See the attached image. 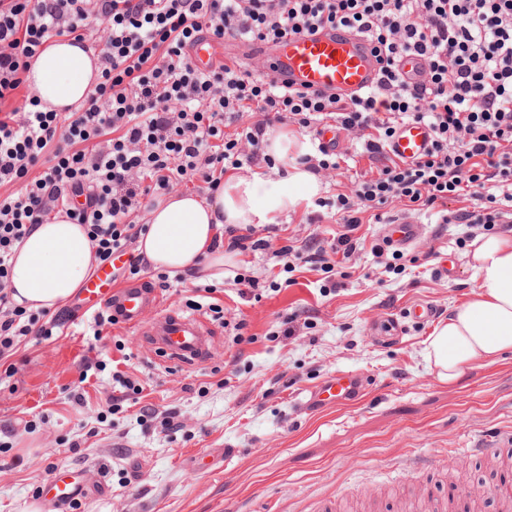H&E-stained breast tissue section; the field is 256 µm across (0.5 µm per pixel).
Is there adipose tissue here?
Here are the masks:
<instances>
[{"instance_id":"obj_1","label":"adipose tissue","mask_w":512,"mask_h":512,"mask_svg":"<svg viewBox=\"0 0 512 512\" xmlns=\"http://www.w3.org/2000/svg\"><path fill=\"white\" fill-rule=\"evenodd\" d=\"M94 53L59 38L33 62L26 85L41 110L62 109L86 99L97 83ZM273 167L245 166L227 174L214 195L174 192L147 211L148 230L137 252L155 270L200 267L223 272L224 252L214 248L228 224H277L312 204L321 182L298 158L310 151L306 137L285 131L267 134ZM470 263L477 285L452 308L427 340L425 359L441 380L455 382L475 364L491 365L512 351V234L482 235ZM97 260L83 225L65 212L36 225L18 248L10 272L11 298L28 310L64 304Z\"/></svg>"}]
</instances>
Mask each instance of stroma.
<instances>
[{
  "label": "stroma",
  "mask_w": 512,
  "mask_h": 512,
  "mask_svg": "<svg viewBox=\"0 0 512 512\" xmlns=\"http://www.w3.org/2000/svg\"><path fill=\"white\" fill-rule=\"evenodd\" d=\"M337 150L350 160L325 182L321 222L301 210L275 232L257 228L270 249L225 255L224 317L211 324L207 361L169 359L120 324L98 337L69 324L20 346L14 387L0 389V512H51L39 496L59 466L82 471L94 489L70 512H503L512 474L470 450L512 434V353L442 382L423 357L432 326L408 317L418 303L445 317L470 298L472 230L418 212L424 231L397 257L370 212L348 229L333 202L371 162L347 137ZM347 233L359 245L334 254L332 292L323 272L298 260L286 273L275 255L308 242L327 249ZM239 277L259 281L260 298L240 296ZM388 316L398 333L378 331ZM119 341L143 393L115 413L110 371L85 383L80 375L85 361L118 358ZM339 370L366 375L367 397L303 407L304 391ZM74 390L86 406L71 402ZM145 405L176 409L182 430L141 422Z\"/></svg>",
  "instance_id": "obj_1"
}]
</instances>
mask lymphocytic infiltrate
<instances>
[{"label":"lymphocytic infiltrate","mask_w":512,"mask_h":512,"mask_svg":"<svg viewBox=\"0 0 512 512\" xmlns=\"http://www.w3.org/2000/svg\"><path fill=\"white\" fill-rule=\"evenodd\" d=\"M341 26L375 46L381 77L345 99L277 85L249 63L196 65L200 35L276 42ZM101 43L99 80L84 103L39 110L21 96L31 64L57 37ZM426 61L419 82L399 69ZM257 118L235 136L226 127ZM363 142L376 174L338 194L343 221L386 208L437 210L446 224L501 223L512 207V0H0V384L25 339L59 335L62 321L27 312L10 297L14 248L64 210L83 224L99 262L136 245L138 213L177 186L216 190L225 172L268 161L267 131H317L327 122ZM406 123L426 125L431 144L406 162L384 149ZM87 205L72 207L71 195ZM471 197L468 208L449 201Z\"/></svg>","instance_id":"f902f5d3"}]
</instances>
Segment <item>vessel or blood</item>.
<instances>
[{
	"instance_id": "vessel-or-blood-1",
	"label": "vessel or blood",
	"mask_w": 512,
	"mask_h": 512,
	"mask_svg": "<svg viewBox=\"0 0 512 512\" xmlns=\"http://www.w3.org/2000/svg\"><path fill=\"white\" fill-rule=\"evenodd\" d=\"M238 46L243 55L264 61L271 79L280 86L288 84L304 91L346 98L372 88L380 76L372 43L343 28L327 27L274 44L242 40ZM430 140L427 126L407 123L399 128L388 151L394 157L413 161L426 153ZM420 231L419 224L399 220L388 226V240L392 245L405 247ZM78 301L85 310L109 309L120 323L140 335L161 337L162 348L173 359L198 363L207 354L211 330L203 319L169 311L148 320V313L160 306L155 290L141 283L113 287L112 273L106 266H99L82 283ZM367 390L361 377L345 372L311 391L306 404L311 408L350 406ZM86 494L84 484L70 468L55 469L42 492L45 501L60 510Z\"/></svg>"
}]
</instances>
